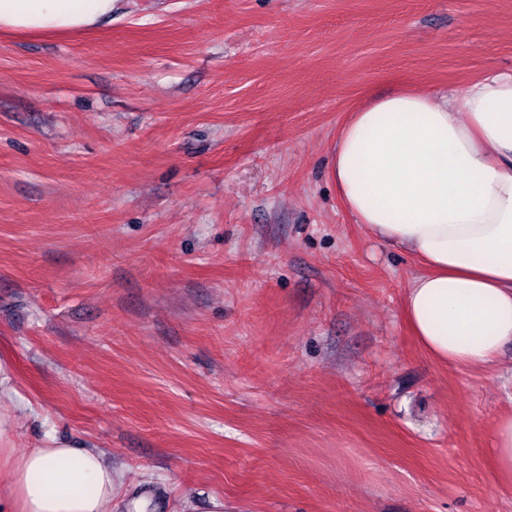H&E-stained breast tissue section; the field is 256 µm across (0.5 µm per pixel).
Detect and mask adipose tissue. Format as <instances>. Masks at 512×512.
I'll return each instance as SVG.
<instances>
[{"label": "adipose tissue", "instance_id": "1", "mask_svg": "<svg viewBox=\"0 0 512 512\" xmlns=\"http://www.w3.org/2000/svg\"><path fill=\"white\" fill-rule=\"evenodd\" d=\"M115 0H0V31L78 36L111 17ZM331 174L348 213L425 268L403 312L435 361L496 364L512 344V74L488 70L461 95L408 91L350 114ZM496 480L512 487V413L493 429ZM7 512H105L112 468L60 444L0 448Z\"/></svg>", "mask_w": 512, "mask_h": 512}]
</instances>
